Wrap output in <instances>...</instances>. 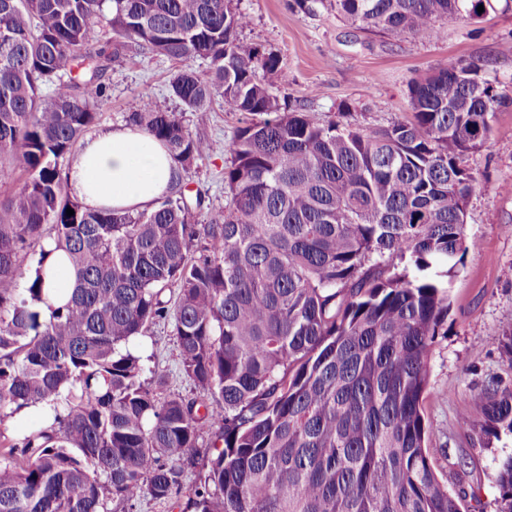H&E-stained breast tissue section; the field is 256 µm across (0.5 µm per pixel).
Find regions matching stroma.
I'll return each mask as SVG.
<instances>
[{
    "label": "stroma",
    "instance_id": "obj_1",
    "mask_svg": "<svg viewBox=\"0 0 512 512\" xmlns=\"http://www.w3.org/2000/svg\"><path fill=\"white\" fill-rule=\"evenodd\" d=\"M248 18L239 38L278 55L282 78L272 93L287 110L304 109L321 121L344 116L347 122L382 127L411 117L408 85L445 61L475 62L500 93L512 99V9L496 7L482 19L451 21L441 39L421 42L368 32L321 8L301 11L293 0H233ZM179 61L151 54L120 56L102 75L108 98L99 107L94 132L123 125L127 113L139 111L143 99L157 110L172 112L209 150L192 167L189 188L205 203L196 213L208 223L223 209L224 163L242 116L215 98L207 124L170 91ZM466 165L476 179L466 211L464 264L454 278L447 335L438 337L430 361L426 418L432 436L433 463L448 487L460 479L459 459L479 481L469 512H494L499 462L512 455V434L480 447L475 435L456 422L460 409L480 410L473 384L495 379L512 386V365L503 353L505 332L512 330V106L498 112L485 145ZM147 366L166 373L168 393L193 397L191 382L179 370L176 340L159 324L135 340ZM184 483L164 502L140 500L133 508L112 504V512H182L195 485L200 461L186 459Z\"/></svg>",
    "mask_w": 512,
    "mask_h": 512
}]
</instances>
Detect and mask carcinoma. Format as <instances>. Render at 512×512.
<instances>
[{
  "mask_svg": "<svg viewBox=\"0 0 512 512\" xmlns=\"http://www.w3.org/2000/svg\"><path fill=\"white\" fill-rule=\"evenodd\" d=\"M494 2L296 0L423 42ZM246 24L231 0H0V156L19 174L0 200V512L165 501L204 429L212 455L183 512H467L475 497L439 478L424 411L466 251L465 159L507 99L481 65L449 62L409 83L410 120L283 112L280 58L240 41ZM127 51L185 63L171 90L198 122L216 96L245 114L224 212L207 224L187 182L207 143L148 100L126 123L168 149V194L117 212L64 193L102 73ZM49 241L76 275L59 304L45 288ZM159 323L191 398L161 397L166 377L127 349ZM475 400L481 418L461 410L460 428L485 448L512 434V388L483 384ZM39 403L52 422L6 435L5 418ZM497 489V512H512V457Z\"/></svg>",
  "mask_w": 512,
  "mask_h": 512,
  "instance_id": "cac0c4a2",
  "label": "carcinoma"
}]
</instances>
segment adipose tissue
<instances>
[{"mask_svg":"<svg viewBox=\"0 0 512 512\" xmlns=\"http://www.w3.org/2000/svg\"><path fill=\"white\" fill-rule=\"evenodd\" d=\"M66 176L86 208L125 212L150 208L176 171L162 143L142 129L119 126L86 139Z\"/></svg>","mask_w":512,"mask_h":512,"instance_id":"obj_1","label":"adipose tissue"}]
</instances>
